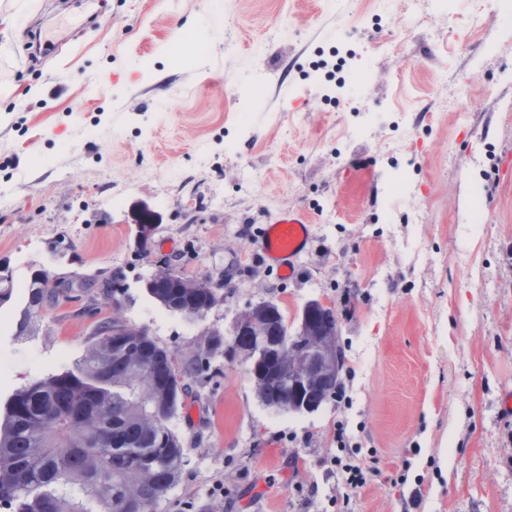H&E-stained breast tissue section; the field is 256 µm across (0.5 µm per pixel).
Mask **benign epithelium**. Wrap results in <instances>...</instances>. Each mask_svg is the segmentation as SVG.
Returning <instances> with one entry per match:
<instances>
[{"label": "benign epithelium", "mask_w": 512, "mask_h": 512, "mask_svg": "<svg viewBox=\"0 0 512 512\" xmlns=\"http://www.w3.org/2000/svg\"><path fill=\"white\" fill-rule=\"evenodd\" d=\"M326 305L306 302L294 326H288L272 305L241 314L235 322L232 343L250 336L256 348L241 351L249 364L247 372L267 396L266 406L277 411L312 413L324 402L323 385L338 371L336 352L338 331L319 321ZM285 386L306 393L302 407L285 405L278 399L277 387Z\"/></svg>", "instance_id": "1"}]
</instances>
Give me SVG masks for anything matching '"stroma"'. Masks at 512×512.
<instances>
[{
    "instance_id": "1",
    "label": "stroma",
    "mask_w": 512,
    "mask_h": 512,
    "mask_svg": "<svg viewBox=\"0 0 512 512\" xmlns=\"http://www.w3.org/2000/svg\"><path fill=\"white\" fill-rule=\"evenodd\" d=\"M90 17L70 40L63 22ZM0 407L73 367L104 320L202 356L154 512H325L343 424L378 475L348 512H512V28L499 0H0ZM158 220L139 243L140 207ZM294 208L292 276L255 228ZM223 281L187 319L159 261ZM79 280L19 330L34 271ZM320 299L343 400L271 409L230 350L262 301ZM223 484V494L213 493ZM193 279L185 277L173 269L165 272L156 271L147 280L150 288L147 292L152 299L170 312H177L184 316L197 317L224 302V294L220 291V284L213 285L208 280L199 281L207 288H175L192 282ZM172 305H177L180 311H173Z\"/></svg>"
}]
</instances>
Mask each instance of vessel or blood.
Returning a JSON list of instances; mask_svg holds the SVG:
<instances>
[{"label": "vessel or blood", "instance_id": "b4317fda", "mask_svg": "<svg viewBox=\"0 0 512 512\" xmlns=\"http://www.w3.org/2000/svg\"><path fill=\"white\" fill-rule=\"evenodd\" d=\"M311 240V226L297 210H283L271 217L255 237L265 263L275 266L283 276L291 275L299 254Z\"/></svg>", "mask_w": 512, "mask_h": 512}]
</instances>
